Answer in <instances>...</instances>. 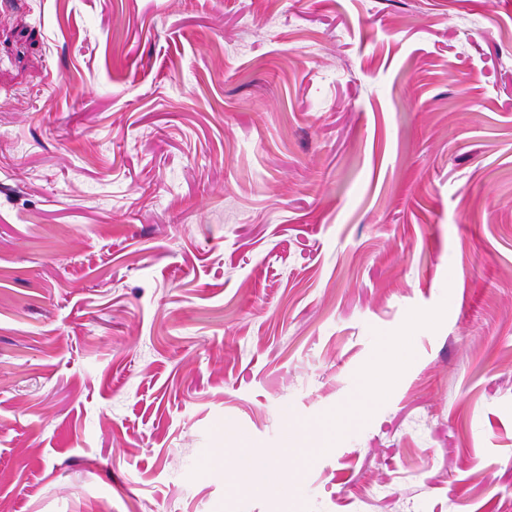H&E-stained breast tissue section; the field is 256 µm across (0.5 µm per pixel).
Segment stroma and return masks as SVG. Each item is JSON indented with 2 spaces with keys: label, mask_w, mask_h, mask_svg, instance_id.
<instances>
[{
  "label": "stroma",
  "mask_w": 512,
  "mask_h": 512,
  "mask_svg": "<svg viewBox=\"0 0 512 512\" xmlns=\"http://www.w3.org/2000/svg\"><path fill=\"white\" fill-rule=\"evenodd\" d=\"M387 351L297 512H512V0H0V512H284ZM382 392L377 388L366 387L363 391L362 400H353L342 405L336 414L327 418L317 426H310L295 422L293 429L298 435L303 436V444L307 446L309 440H314L318 448H277L275 455L289 457L302 456L304 465L309 466L321 455L335 446L336 437L340 435L339 427H349L364 417L373 404L381 397ZM230 447L234 448L237 454L234 458H230L227 452L228 448L225 449L224 461L223 464L221 463L220 465L221 476H223L224 479L231 476L238 481H245L249 469V462L251 460V456L247 449L250 447L244 439L237 440Z\"/></svg>",
  "instance_id": "stroma-1"
}]
</instances>
